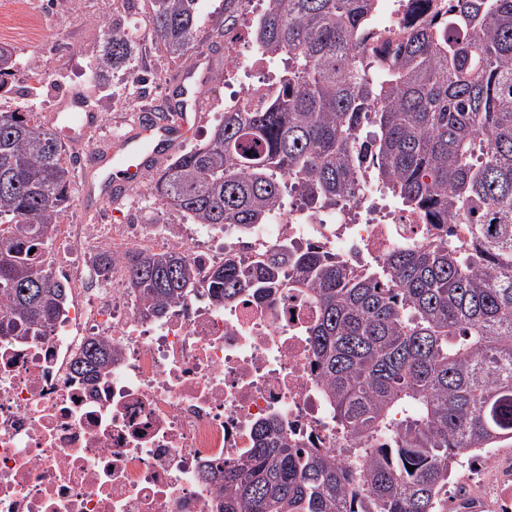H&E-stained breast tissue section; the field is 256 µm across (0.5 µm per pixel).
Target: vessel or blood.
Wrapping results in <instances>:
<instances>
[{
  "instance_id": "1",
  "label": "vessel or blood",
  "mask_w": 512,
  "mask_h": 512,
  "mask_svg": "<svg viewBox=\"0 0 512 512\" xmlns=\"http://www.w3.org/2000/svg\"><path fill=\"white\" fill-rule=\"evenodd\" d=\"M181 97L174 110L177 121L144 119L137 134L115 140L114 147L106 156L89 154L86 162L96 166L100 159H107L111 171L104 174L100 183H86L83 188V209L86 214H97L100 208L111 202L114 194L123 193L142 179L147 160L161 157L173 145L185 138L200 108L198 102L190 98L191 84L188 77L179 80ZM51 124L61 125L68 139L81 136L98 123V117L79 94H71L50 114Z\"/></svg>"
}]
</instances>
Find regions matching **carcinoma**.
<instances>
[{
    "mask_svg": "<svg viewBox=\"0 0 512 512\" xmlns=\"http://www.w3.org/2000/svg\"><path fill=\"white\" fill-rule=\"evenodd\" d=\"M149 2L156 47L190 63L199 0ZM379 2L267 0L250 34L286 59L277 93L225 112L150 194L164 212L246 233L266 223L285 177L319 210L368 178L426 223L461 225L452 242L397 248L359 273L284 244L252 271L226 262L200 284L180 254L123 256L130 287L158 315L198 286L217 301L280 288L288 268V287L312 292L323 396L359 442L329 457L258 426L250 458L224 468V512H448L458 468L512 438V0H446L409 32L379 28ZM240 15L241 0H224L225 31ZM366 41L385 53L375 70L352 53ZM15 55L0 45V89ZM136 55L127 33L105 31L94 87L114 70L141 79ZM381 99L384 109L365 111ZM74 171L33 113L0 112V336L47 331L67 306V279L34 264L69 207ZM111 365L97 339L75 361L91 378Z\"/></svg>",
    "mask_w": 512,
    "mask_h": 512,
    "instance_id": "obj_1",
    "label": "carcinoma"
}]
</instances>
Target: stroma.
<instances>
[{
	"label": "stroma",
	"mask_w": 512,
	"mask_h": 512,
	"mask_svg": "<svg viewBox=\"0 0 512 512\" xmlns=\"http://www.w3.org/2000/svg\"><path fill=\"white\" fill-rule=\"evenodd\" d=\"M33 7L45 19V29L39 39L17 29L13 46L22 57L36 62L42 69L41 83H30L24 71H17L6 99H0V112H30L44 118L53 112L69 94L80 93L97 107L101 117L98 140L107 142L114 137L130 135L121 125L112 105L126 92L122 73H115L111 87L91 92V52L103 39V31L111 26H126L129 16L147 18L148 0H32ZM198 20L193 36L195 50L211 53L209 65L200 69L196 89L200 94L201 110L196 124L185 139L186 145L206 139L224 111V0H199ZM137 66L148 78L147 90L153 109L169 106L174 100L175 78L182 72L158 52L150 32L139 40ZM167 71L170 79L154 81L155 72Z\"/></svg>",
	"instance_id": "1"
}]
</instances>
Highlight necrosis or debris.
Returning a JSON list of instances; mask_svg holds the SVG:
<instances>
[{
    "mask_svg": "<svg viewBox=\"0 0 512 512\" xmlns=\"http://www.w3.org/2000/svg\"><path fill=\"white\" fill-rule=\"evenodd\" d=\"M227 45L225 109L274 94L280 59L245 29ZM438 238L370 181L336 210L282 200L246 238L176 212L165 224H58V269L75 299L48 333L0 336V512H224V482L206 473L248 459L260 423L323 455L349 445L322 398L308 289L248 288L224 302L202 290L155 315L129 285L125 251L183 253L202 280L227 260L255 267L285 241L359 270ZM104 251L115 263L100 282ZM91 338L112 347L93 382L74 366ZM487 505L512 512V465L494 449L454 502L456 512Z\"/></svg>",
    "mask_w": 512,
    "mask_h": 512,
    "instance_id": "4bbe7bcc",
    "label": "necrosis or debris"
}]
</instances>
